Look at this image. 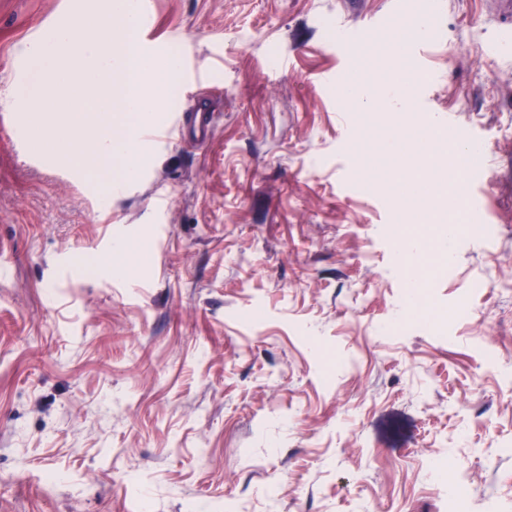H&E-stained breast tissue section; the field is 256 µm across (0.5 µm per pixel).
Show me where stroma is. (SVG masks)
Instances as JSON below:
<instances>
[{"label": "stroma", "instance_id": "obj_1", "mask_svg": "<svg viewBox=\"0 0 512 512\" xmlns=\"http://www.w3.org/2000/svg\"><path fill=\"white\" fill-rule=\"evenodd\" d=\"M72 0H0V113ZM152 36L220 61L210 140L142 176L19 149L0 126V512H512V24L430 0L413 111L482 140L488 238L439 224L404 314L390 194L356 173L337 96L356 39L420 0H151ZM168 200L162 223L153 202ZM137 273H79L116 240ZM56 475L53 488L41 477Z\"/></svg>", "mask_w": 512, "mask_h": 512}]
</instances>
